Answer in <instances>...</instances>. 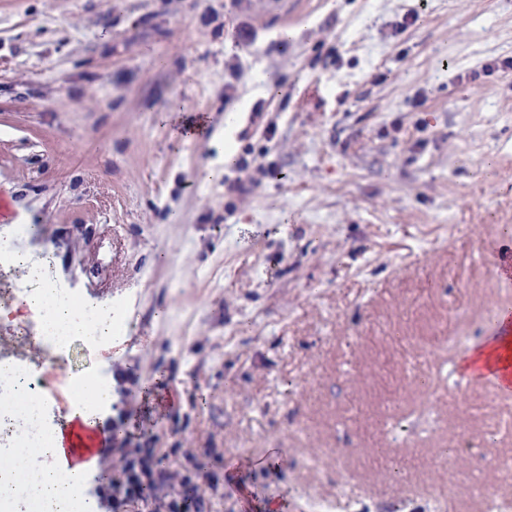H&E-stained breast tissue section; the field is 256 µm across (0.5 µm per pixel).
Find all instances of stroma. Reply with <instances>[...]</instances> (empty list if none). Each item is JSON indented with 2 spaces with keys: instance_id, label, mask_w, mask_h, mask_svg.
<instances>
[{
  "instance_id": "35a3bbf8",
  "label": "stroma",
  "mask_w": 512,
  "mask_h": 512,
  "mask_svg": "<svg viewBox=\"0 0 512 512\" xmlns=\"http://www.w3.org/2000/svg\"><path fill=\"white\" fill-rule=\"evenodd\" d=\"M511 59L512 0H0V234L120 310L66 356L103 422L174 402L154 445L211 453L207 512H488L475 474L512 512V395L458 375L512 309ZM39 332L0 320V362L56 426ZM496 273L512 279V241L511 238L496 240L491 252Z\"/></svg>"
}]
</instances>
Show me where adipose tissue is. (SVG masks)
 Returning a JSON list of instances; mask_svg holds the SVG:
<instances>
[{
	"label": "adipose tissue",
	"instance_id": "1",
	"mask_svg": "<svg viewBox=\"0 0 512 512\" xmlns=\"http://www.w3.org/2000/svg\"><path fill=\"white\" fill-rule=\"evenodd\" d=\"M54 266L52 253L37 261L24 259L12 265L11 271L26 289L9 305L0 306V318L20 322L27 312L38 313L43 333L53 330L85 329V313L70 303L66 292L48 289L47 282ZM468 373L482 368L508 370L512 367V333L490 337L470 349L460 362ZM10 441L5 453L10 465L0 469L12 493L13 512H57L68 500L83 494L89 469L66 460L61 434L49 437L45 447L30 448L28 430L20 424L10 427Z\"/></svg>",
	"mask_w": 512,
	"mask_h": 512
}]
</instances>
